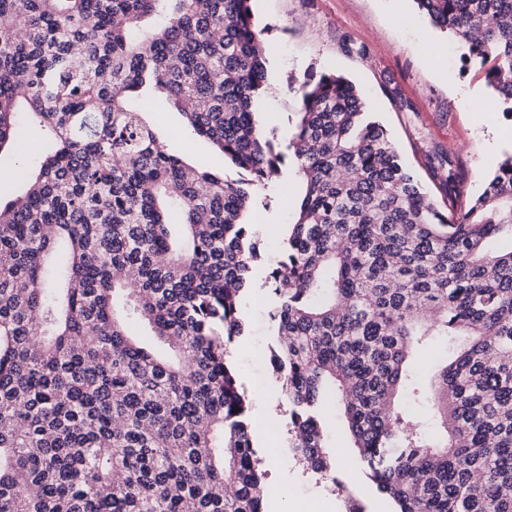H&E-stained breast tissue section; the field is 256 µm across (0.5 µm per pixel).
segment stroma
Wrapping results in <instances>:
<instances>
[{"label": "stroma", "mask_w": 512, "mask_h": 512, "mask_svg": "<svg viewBox=\"0 0 512 512\" xmlns=\"http://www.w3.org/2000/svg\"><path fill=\"white\" fill-rule=\"evenodd\" d=\"M256 24L266 44L269 87L260 111L266 131L280 149L288 147V128L299 111L288 83L309 70L332 72L369 94V109L395 141L402 162L440 207L466 206L484 189L501 161L512 153V120L498 97L474 68L464 67L456 40L420 15L413 0H252ZM167 152L202 171L224 170V157L205 139L192 134L166 94L142 100ZM20 154L0 157V196L19 192L22 181L11 173L33 168L30 150L43 134L20 124ZM458 162L462 178L442 183V155ZM303 184L291 168L268 185L254 187L255 222L262 224L264 260L253 270L254 287L244 299L246 333L232 346V361L251 398V427L261 452L274 439H286L288 406L281 398L267 344L271 296L263 287L267 260L282 247L283 227L291 223ZM325 433L335 449V480L321 478L298 462L287 470L267 469L263 479L265 512H345L347 498L365 512H391L393 505L367 479L337 409L326 411ZM343 490H336V483Z\"/></svg>", "instance_id": "1"}]
</instances>
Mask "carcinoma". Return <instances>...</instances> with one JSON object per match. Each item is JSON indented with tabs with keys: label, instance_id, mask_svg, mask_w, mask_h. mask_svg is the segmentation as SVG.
<instances>
[{
	"label": "carcinoma",
	"instance_id": "cac0c4a2",
	"mask_svg": "<svg viewBox=\"0 0 512 512\" xmlns=\"http://www.w3.org/2000/svg\"><path fill=\"white\" fill-rule=\"evenodd\" d=\"M414 3L512 118V0ZM260 36L251 0H0V152L20 114L48 134L0 203V512H264L229 347L262 260L250 187L286 159L305 191L266 284L293 457L331 476L333 398L397 512H512V154L442 212L363 91L311 72L285 155L259 120ZM154 89L239 178L167 153L131 105ZM438 337L456 353L422 389L406 362ZM397 404L404 411L420 420L422 427L427 431L433 432L436 430V424L430 411L426 407L416 404L406 395L405 391H401L398 395Z\"/></svg>",
	"mask_w": 512,
	"mask_h": 512
}]
</instances>
